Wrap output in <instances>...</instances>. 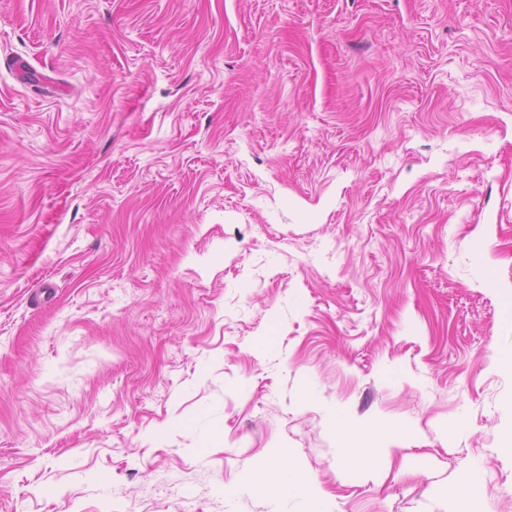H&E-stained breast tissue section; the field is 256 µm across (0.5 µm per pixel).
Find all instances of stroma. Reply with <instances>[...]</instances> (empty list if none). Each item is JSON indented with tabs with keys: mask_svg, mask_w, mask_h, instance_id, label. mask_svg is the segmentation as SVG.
Instances as JSON below:
<instances>
[{
	"mask_svg": "<svg viewBox=\"0 0 512 512\" xmlns=\"http://www.w3.org/2000/svg\"><path fill=\"white\" fill-rule=\"evenodd\" d=\"M511 290L512 0H0V512H512ZM336 418V429L340 434V445L336 448V459L339 465L343 466L352 461H359L362 459V448H353L349 444V432L346 428H342L338 425L340 420L345 418V413L336 408V411L332 412ZM410 426L405 422H385V421H371L366 424L365 432L376 443L377 448H373L377 455H382L390 452V446L394 442L403 440ZM281 457H288V468L279 472V482L288 488L289 500H295L305 512H328V501L325 492L321 491L305 474L291 465V455L287 450ZM448 494L464 503L486 502L487 494L480 476L479 464H466L457 482L448 487Z\"/></svg>",
	"mask_w": 512,
	"mask_h": 512,
	"instance_id": "stroma-1",
	"label": "stroma"
}]
</instances>
